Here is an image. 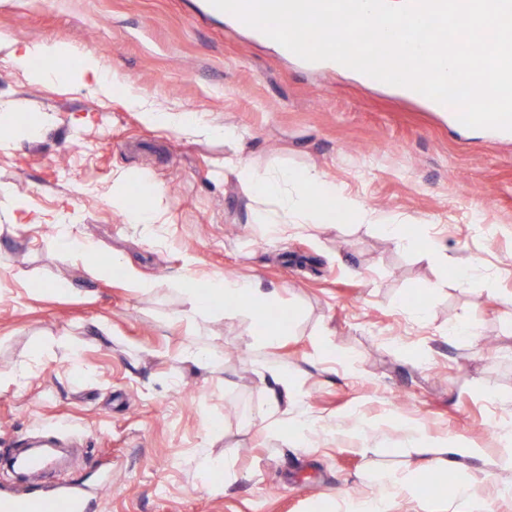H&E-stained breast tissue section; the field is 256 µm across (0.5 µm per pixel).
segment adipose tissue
Returning <instances> with one entry per match:
<instances>
[{
    "label": "adipose tissue",
    "instance_id": "obj_1",
    "mask_svg": "<svg viewBox=\"0 0 512 512\" xmlns=\"http://www.w3.org/2000/svg\"><path fill=\"white\" fill-rule=\"evenodd\" d=\"M131 104L139 110L143 121L151 125L170 126L189 137H221L229 144L238 138L237 132L232 129L204 120L188 119L186 114L171 106L148 104L137 98L132 99ZM224 165L236 171L256 196L276 198L296 224H305L311 220L318 224H338L353 207L352 202L341 197L335 186L315 169L260 172L241 165L239 160L232 157L225 158ZM218 299L252 316L254 334L261 341L278 338L288 330L287 324L266 320L265 307L270 301L269 296L254 288L252 283L237 278L215 280L209 283L206 291H192L191 309L197 314L206 313ZM378 482L386 486V493L362 499L355 504V512H391L398 494L411 498L420 495L416 483L405 477L382 476Z\"/></svg>",
    "mask_w": 512,
    "mask_h": 512
}]
</instances>
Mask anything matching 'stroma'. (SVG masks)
I'll use <instances>...</instances> for the list:
<instances>
[{
	"mask_svg": "<svg viewBox=\"0 0 512 512\" xmlns=\"http://www.w3.org/2000/svg\"><path fill=\"white\" fill-rule=\"evenodd\" d=\"M11 39L93 52L124 87H80L52 58L34 67L53 80L34 81L7 62ZM131 93L243 131L251 167L317 168L359 210L269 236L284 214L224 171L223 141L144 125ZM0 110L13 116L0 125V488L22 492L5 459L51 435L77 441L70 472H110L94 512H345L377 474L425 483L432 471L407 454L416 445L482 449L434 471L453 481L500 454L512 421V138L289 57L205 0H0ZM145 174L163 191L155 237L113 203L118 190L139 196ZM37 212L76 217L96 253L124 257L153 288L64 249ZM381 215L407 244L381 232ZM424 237L438 258L415 248ZM450 259L474 279L452 275ZM240 276L291 317L287 335L259 341L248 315L219 304L192 314L189 289ZM414 297L427 317L408 309ZM458 323L479 338L452 334ZM197 347L209 366L190 358Z\"/></svg>",
	"mask_w": 512,
	"mask_h": 512,
	"instance_id": "obj_1",
	"label": "stroma"
}]
</instances>
